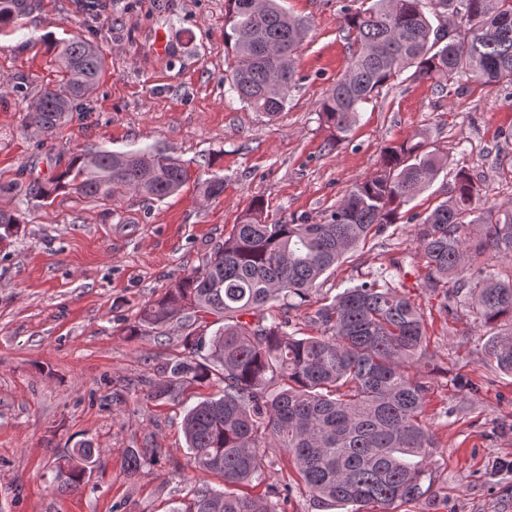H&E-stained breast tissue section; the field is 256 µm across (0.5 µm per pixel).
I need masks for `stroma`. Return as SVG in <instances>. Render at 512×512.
Instances as JSON below:
<instances>
[{
    "mask_svg": "<svg viewBox=\"0 0 512 512\" xmlns=\"http://www.w3.org/2000/svg\"><path fill=\"white\" fill-rule=\"evenodd\" d=\"M364 0H281L309 28L283 112L253 111L230 91L225 0H40L0 27V210L25 215L0 241V512H171L191 484L224 479L191 468L182 433L188 409L219 384L154 399L159 367L184 353L179 323L134 334L146 302L205 263L254 200L272 221L325 223L351 187L381 167L386 147L425 135L448 169L473 179L479 210L512 205V87L401 75L334 141L318 103L355 51L344 10ZM82 36L106 68L92 95L52 140L24 122L45 89L59 86L50 44ZM157 147L187 169L182 189L146 200L119 191L102 204L59 191L31 198L32 180L63 171L72 152ZM218 176L224 192L197 184ZM384 273L419 309L430 362L428 414L439 447L427 461V500L396 512H512V374L483 351L484 329L465 307L443 310L426 286L413 227L399 223L327 272L310 303L273 309L289 333L313 336V310L344 288ZM92 442L80 488L61 486L58 464ZM157 463L124 468L130 449ZM259 492L287 493L286 512H340L313 500L284 449L263 450Z\"/></svg>",
    "mask_w": 512,
    "mask_h": 512,
    "instance_id": "stroma-1",
    "label": "stroma"
}]
</instances>
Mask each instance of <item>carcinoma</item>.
Masks as SVG:
<instances>
[{
    "instance_id": "cac0c4a2",
    "label": "carcinoma",
    "mask_w": 512,
    "mask_h": 512,
    "mask_svg": "<svg viewBox=\"0 0 512 512\" xmlns=\"http://www.w3.org/2000/svg\"><path fill=\"white\" fill-rule=\"evenodd\" d=\"M224 42L233 43L230 90L256 112L283 111L295 81V55L308 24L279 0H226ZM33 6L0 0V25ZM357 50L347 72L318 104L335 137L350 131L360 108L403 71L415 79L443 76L458 83L512 86V0H374L347 11ZM62 84L47 88L26 114L27 126L51 138L90 96L104 70L102 52L87 39L55 45ZM425 140L384 150L382 168L354 185L323 224L268 222L255 202L206 262L165 294L146 303L135 328L154 331L178 320L188 355L161 366L154 397L175 398L192 383L219 376L220 392L189 409L183 432L193 466L217 472L224 483L259 481L262 444L272 438L319 503L346 512H391L422 499L426 460L439 447L427 423L429 387L407 373L431 360L421 315L382 275L348 287L318 307L310 322L321 335L288 333V322L263 312L310 302L319 279L367 237L384 234L401 209L429 187L443 159ZM186 168L159 148L80 150L29 194L46 199L60 190L100 201L118 190L162 199L177 192ZM476 187L460 170L448 198L418 219L416 248L428 270L427 287L444 298L463 297L480 326L494 329L484 343L489 361L512 374V274L501 279L470 261L487 251L512 260V208L478 212ZM21 215L0 210V239L18 233ZM213 315L221 326L205 339L194 328ZM256 317L248 322L244 317ZM95 449H72L65 487H77ZM157 449L131 451L134 473ZM172 512H278L263 495L198 486Z\"/></svg>"
}]
</instances>
